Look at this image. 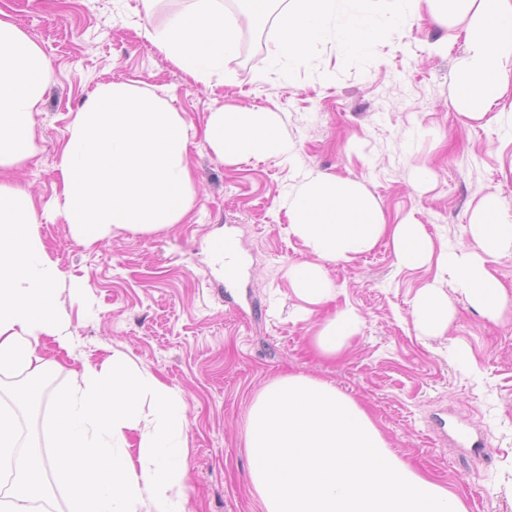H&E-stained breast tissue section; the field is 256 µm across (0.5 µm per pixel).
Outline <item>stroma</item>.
I'll return each mask as SVG.
<instances>
[{
  "mask_svg": "<svg viewBox=\"0 0 512 512\" xmlns=\"http://www.w3.org/2000/svg\"><path fill=\"white\" fill-rule=\"evenodd\" d=\"M191 6L156 0L148 12L142 0H0L49 63L34 115L36 152L0 168V182L31 193L61 274L60 315L76 348L70 356L43 348L52 396L80 383L83 362L123 353L187 403V512H263L249 479L247 412L270 379L307 374L362 404L391 448L448 486L467 512H512V314L489 320L452 290L447 330L419 335L412 300L435 268L397 267L381 244L327 264L336 296L302 315L286 271L309 254L289 235L282 207L307 175L357 178L388 223L411 217L436 246L469 245L485 193L512 213V85L482 119L459 115L451 98L464 33L428 16L379 42L365 68L345 67L327 40L313 66L287 78L267 68L273 16L255 27L254 52L227 60L205 87L141 30L164 29ZM110 82L153 92L185 119L195 198L168 230L118 229L87 246L62 216L57 162L76 112ZM225 105L273 112L293 153L225 164L204 137L210 112ZM420 168L432 171L430 182L417 181ZM217 234L230 236L246 261L230 284L210 261ZM347 306L364 320L360 334L341 357H318L317 324ZM458 350L464 362L454 359ZM477 438L493 455L473 447Z\"/></svg>",
  "mask_w": 512,
  "mask_h": 512,
  "instance_id": "35a3bbf8",
  "label": "stroma"
}]
</instances>
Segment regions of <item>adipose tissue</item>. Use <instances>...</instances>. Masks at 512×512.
I'll return each mask as SVG.
<instances>
[{"instance_id":"ef3b65f1","label":"adipose tissue","mask_w":512,"mask_h":512,"mask_svg":"<svg viewBox=\"0 0 512 512\" xmlns=\"http://www.w3.org/2000/svg\"><path fill=\"white\" fill-rule=\"evenodd\" d=\"M242 22L215 0H194L148 39L195 82L210 85L237 55ZM48 63L11 20L0 17V167L29 159L32 120L39 110ZM206 138L226 164L286 157L293 150L273 113L224 106L211 112ZM288 232L310 253L287 271L290 289L310 308L335 294L326 269L388 241L403 268L436 265L437 280L419 290L412 318L419 334L443 335L452 316L444 281L484 316L512 311V296L491 270L512 254V217L496 193L477 203L469 224L472 247L435 248L424 225L388 223L361 181L330 174L304 178L286 195ZM60 271L42 241L30 194L0 183V375L28 372L19 402L39 398L47 367L40 350L53 343L72 353L75 340L58 312ZM363 326L345 308L323 321L311 341L326 358L341 356ZM181 394L115 354L84 363L81 383L58 396L42 421L53 444L46 464L56 486L70 492L72 512H187L182 488L188 454ZM17 422L0 408V468L11 475L0 489V512H35L45 488L30 459L18 453ZM245 446L250 480L263 512H466L448 488L419 474L390 448L368 413L318 378L272 379L254 399Z\"/></svg>"}]
</instances>
